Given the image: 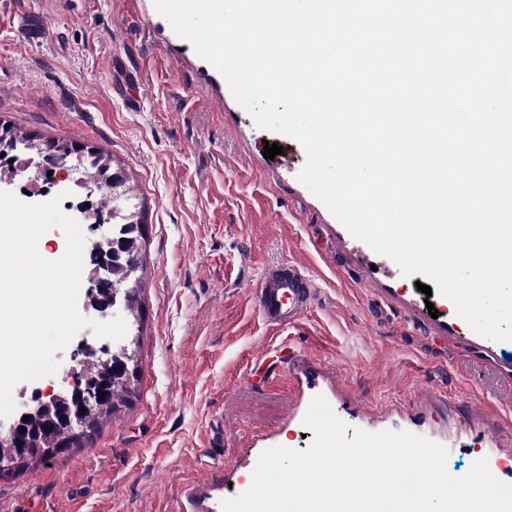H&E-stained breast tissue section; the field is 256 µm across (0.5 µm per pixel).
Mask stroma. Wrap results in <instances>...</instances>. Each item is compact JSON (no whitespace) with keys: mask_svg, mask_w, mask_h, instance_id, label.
Listing matches in <instances>:
<instances>
[{"mask_svg":"<svg viewBox=\"0 0 512 512\" xmlns=\"http://www.w3.org/2000/svg\"><path fill=\"white\" fill-rule=\"evenodd\" d=\"M52 36L39 46L24 24ZM139 73L136 101L117 88ZM0 120L102 148L145 200L136 398L92 440L0 477V512H221L267 449H307L323 396L349 429L407 431L512 460V345L461 328L297 175L293 137L256 127L154 0H0ZM282 146L264 158V143ZM302 260L317 299L293 327L256 285ZM437 316H430V309Z\"/></svg>","mask_w":512,"mask_h":512,"instance_id":"1","label":"stroma"}]
</instances>
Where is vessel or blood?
<instances>
[{
  "instance_id": "vessel-or-blood-1",
  "label": "vessel or blood",
  "mask_w": 512,
  "mask_h": 512,
  "mask_svg": "<svg viewBox=\"0 0 512 512\" xmlns=\"http://www.w3.org/2000/svg\"><path fill=\"white\" fill-rule=\"evenodd\" d=\"M316 294V283L305 264L291 260L263 271L256 299L267 325L288 328L310 309Z\"/></svg>"
}]
</instances>
